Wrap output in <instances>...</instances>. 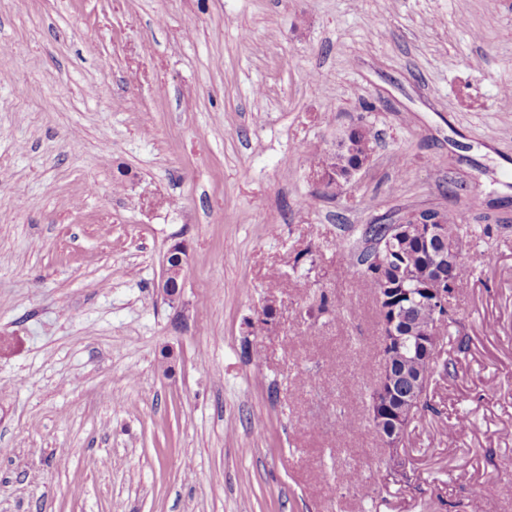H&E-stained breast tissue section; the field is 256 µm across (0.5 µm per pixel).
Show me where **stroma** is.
Segmentation results:
<instances>
[{
    "instance_id": "stroma-1",
    "label": "stroma",
    "mask_w": 512,
    "mask_h": 512,
    "mask_svg": "<svg viewBox=\"0 0 512 512\" xmlns=\"http://www.w3.org/2000/svg\"><path fill=\"white\" fill-rule=\"evenodd\" d=\"M421 207L474 274L397 480L355 254ZM1 338L0 512H512V0H0ZM369 137V131L361 124L351 125L343 131L342 135L336 141V151L346 152L353 147L357 140ZM367 148V142L363 143L362 141H358L355 143L353 154L336 153V166L338 164L351 165L359 156L367 152ZM187 255V247L181 241L173 243L168 249L162 278L156 286L167 300L174 301L179 295V285L184 275Z\"/></svg>"
}]
</instances>
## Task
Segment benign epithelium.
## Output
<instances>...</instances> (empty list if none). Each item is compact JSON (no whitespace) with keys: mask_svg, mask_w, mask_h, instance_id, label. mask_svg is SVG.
I'll list each match as a JSON object with an SVG mask.
<instances>
[{"mask_svg":"<svg viewBox=\"0 0 512 512\" xmlns=\"http://www.w3.org/2000/svg\"><path fill=\"white\" fill-rule=\"evenodd\" d=\"M370 137L360 124L347 127L336 141V149L346 152L359 139ZM405 237L419 240L431 258V267L446 262V254L454 253V241L448 235V225L441 218L421 217V211L405 214L393 223L384 250L377 253L374 265L376 275L385 270V252L396 251V245ZM187 247L173 243L166 254L162 278L157 284L160 294L167 300L179 295V285L187 261ZM454 293L452 282L433 284L428 275L403 269L398 280L389 288L379 289L381 308L380 330L382 367L370 390L369 420L381 445L389 453L390 471L402 473L398 451L415 420L421 415L430 381L429 369L440 360L438 349V320L448 317L450 297ZM416 301L429 319L432 332L412 336L406 331L403 298Z\"/></svg>","mask_w":512,"mask_h":512,"instance_id":"1","label":"benign epithelium"}]
</instances>
